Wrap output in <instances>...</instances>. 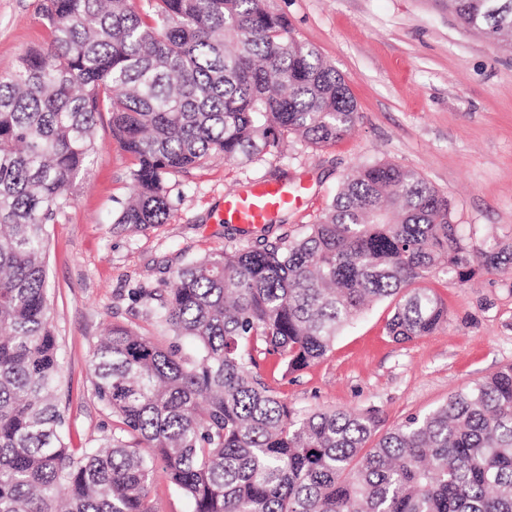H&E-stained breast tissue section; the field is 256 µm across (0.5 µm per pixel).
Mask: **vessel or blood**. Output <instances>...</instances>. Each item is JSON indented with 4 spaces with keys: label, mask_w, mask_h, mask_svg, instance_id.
<instances>
[{
    "label": "vessel or blood",
    "mask_w": 512,
    "mask_h": 512,
    "mask_svg": "<svg viewBox=\"0 0 512 512\" xmlns=\"http://www.w3.org/2000/svg\"><path fill=\"white\" fill-rule=\"evenodd\" d=\"M301 204V196L286 183L260 180L249 192L225 195L223 218L238 224H264L278 211Z\"/></svg>",
    "instance_id": "vessel-or-blood-1"
}]
</instances>
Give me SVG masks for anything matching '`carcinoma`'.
<instances>
[{
    "instance_id": "obj_1",
    "label": "carcinoma",
    "mask_w": 512,
    "mask_h": 512,
    "mask_svg": "<svg viewBox=\"0 0 512 512\" xmlns=\"http://www.w3.org/2000/svg\"><path fill=\"white\" fill-rule=\"evenodd\" d=\"M448 11L512 52V0ZM41 16L47 44L0 78V512H155L159 469L194 512H512L511 364L382 434L371 411L299 413L257 372L324 358L376 300H396L395 340L427 336L448 310L425 274L512 267L511 237L470 246L448 197L388 162L353 170L297 238L189 259L157 294L173 342L112 325L91 359L112 423L73 445L46 226L98 156L97 116L134 160L113 223L144 228L166 222L170 176L290 136L333 145L358 112L266 0H43Z\"/></svg>"
}]
</instances>
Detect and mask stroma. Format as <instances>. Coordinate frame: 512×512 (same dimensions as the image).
<instances>
[{
  "mask_svg": "<svg viewBox=\"0 0 512 512\" xmlns=\"http://www.w3.org/2000/svg\"><path fill=\"white\" fill-rule=\"evenodd\" d=\"M269 4L294 38L344 77L358 123L332 146L292 138L253 162L219 156L172 176L166 223L135 229L112 221L132 192V159L112 136L110 114L99 116L97 161L72 184L70 207L48 227L51 318L64 373L57 398L78 441L99 437L109 423L90 382L97 340L118 323L169 341L151 316L156 301L134 298L132 289H161L195 256L297 236L359 164L390 162L418 173L447 196L471 246L489 230L512 237V53L459 25L442 0ZM40 7L41 0H0V76L46 44ZM260 179L299 189L302 207L281 211L269 227L219 222L225 194ZM419 284L448 308L447 322L432 334L393 339L387 324L395 303L381 300L321 361L285 378L265 362L261 374L295 409L372 410L386 431L512 363V271L467 282L432 272Z\"/></svg>",
  "mask_w": 512,
  "mask_h": 512,
  "instance_id": "35a3bbf8",
  "label": "stroma"
}]
</instances>
